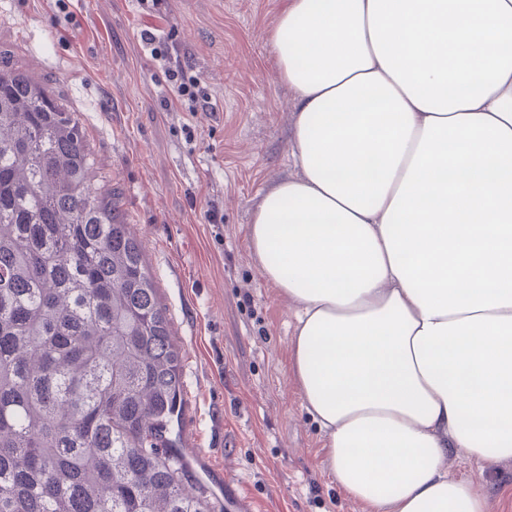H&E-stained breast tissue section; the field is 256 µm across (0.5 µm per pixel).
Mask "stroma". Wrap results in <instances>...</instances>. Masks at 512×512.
<instances>
[{"instance_id": "1", "label": "stroma", "mask_w": 512, "mask_h": 512, "mask_svg": "<svg viewBox=\"0 0 512 512\" xmlns=\"http://www.w3.org/2000/svg\"><path fill=\"white\" fill-rule=\"evenodd\" d=\"M289 0H0V59L81 119L122 190L184 356L189 487L233 489L249 512H364L335 484L289 369L294 311L247 244L261 195L293 176L294 100L269 34ZM186 54L214 112L165 111L168 74L143 33ZM217 209L219 223L208 212ZM489 512H512V461L476 466Z\"/></svg>"}]
</instances>
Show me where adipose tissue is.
<instances>
[{
  "label": "adipose tissue",
  "instance_id": "adipose-tissue-1",
  "mask_svg": "<svg viewBox=\"0 0 512 512\" xmlns=\"http://www.w3.org/2000/svg\"><path fill=\"white\" fill-rule=\"evenodd\" d=\"M295 176L248 243L291 374L366 512H487L512 461V0H290L270 34ZM445 465L450 473L477 477L487 496L489 512H512L511 460L491 459L481 470L457 452L450 454Z\"/></svg>",
  "mask_w": 512,
  "mask_h": 512
}]
</instances>
